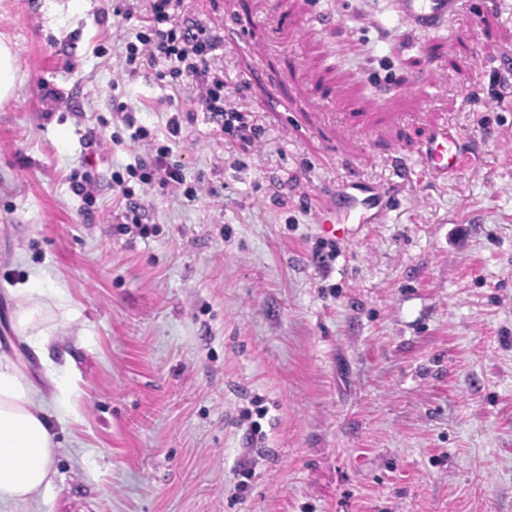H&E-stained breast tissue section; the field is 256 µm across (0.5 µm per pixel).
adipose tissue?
Masks as SVG:
<instances>
[{"instance_id":"1","label":"adipose tissue","mask_w":512,"mask_h":512,"mask_svg":"<svg viewBox=\"0 0 512 512\" xmlns=\"http://www.w3.org/2000/svg\"><path fill=\"white\" fill-rule=\"evenodd\" d=\"M13 294L18 302L9 314V326L24 337L52 391L43 395L24 372L19 354L0 352V506L6 507L45 494L58 448L55 430L67 425L75 407L69 368L53 358L56 329L46 323L56 312L75 317L64 288L33 277Z\"/></svg>"}]
</instances>
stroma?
<instances>
[{
  "label": "stroma",
  "mask_w": 512,
  "mask_h": 512,
  "mask_svg": "<svg viewBox=\"0 0 512 512\" xmlns=\"http://www.w3.org/2000/svg\"><path fill=\"white\" fill-rule=\"evenodd\" d=\"M398 2L170 0L244 141L172 62L127 65L155 0H0V313L32 277L78 312L80 422L15 512H512V0L433 29ZM441 124L466 157L445 180L417 153ZM154 144L213 194L125 198L113 171ZM353 171L395 202L324 264L320 200ZM17 56L9 41L0 40V101L11 97L17 79Z\"/></svg>",
  "instance_id": "obj_1"
}]
</instances>
